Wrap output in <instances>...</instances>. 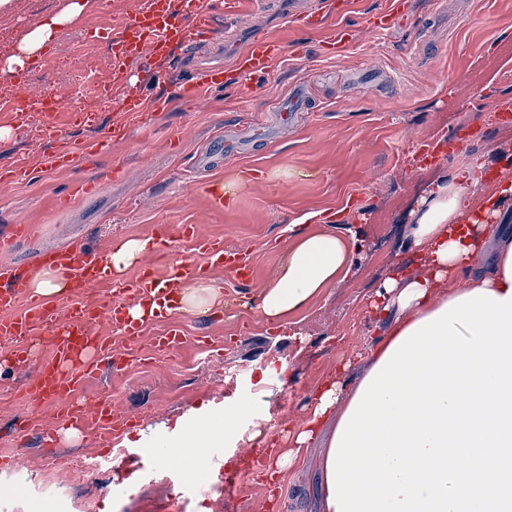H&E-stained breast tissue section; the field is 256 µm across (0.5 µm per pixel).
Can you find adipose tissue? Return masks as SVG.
I'll return each instance as SVG.
<instances>
[{"instance_id": "ef3b65f1", "label": "adipose tissue", "mask_w": 512, "mask_h": 512, "mask_svg": "<svg viewBox=\"0 0 512 512\" xmlns=\"http://www.w3.org/2000/svg\"><path fill=\"white\" fill-rule=\"evenodd\" d=\"M87 8L86 0H70L60 14L32 26L19 43V54L7 57V64H21L22 54L37 53L59 28L78 21ZM484 166L483 158L470 160L452 176L435 182L421 199L412 223L403 229L404 264L390 269L375 291L373 311L381 320L382 336L371 340L354 361L344 362L320 380L309 394L306 416L290 434V449L277 453L274 466H257L256 475L271 480L283 474L302 461L313 438L323 436L317 461L318 512H335L328 504L327 469L333 432L371 369L407 328L448 302L476 289L501 297L512 289V228L500 222L504 213L512 211V170L483 186L477 196L474 174ZM355 246V237L327 229L300 234L277 278L260 291L258 310L280 322L295 316L348 276ZM233 427V418L223 414L203 427L187 422L182 429L181 461L191 465L204 440Z\"/></svg>"}]
</instances>
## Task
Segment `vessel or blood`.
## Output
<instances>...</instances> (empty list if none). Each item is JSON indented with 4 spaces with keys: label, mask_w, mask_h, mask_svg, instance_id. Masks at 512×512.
<instances>
[{
    "label": "vessel or blood",
    "mask_w": 512,
    "mask_h": 512,
    "mask_svg": "<svg viewBox=\"0 0 512 512\" xmlns=\"http://www.w3.org/2000/svg\"><path fill=\"white\" fill-rule=\"evenodd\" d=\"M250 4L251 0H189L185 13L175 14L168 9L167 0H149L147 8L139 10L126 28L112 56V87L126 86L143 76L149 84H164L166 75L160 64L174 48L194 46L217 18L242 15ZM404 7V0H386L365 24L373 33L387 32L399 23ZM335 9L334 0H321L320 4L308 8L295 6L290 14L293 26L320 34L319 47L323 54L331 56L348 50L353 41L350 25L328 27L329 14ZM284 52L285 46L278 36L265 29L256 30L230 69L198 70L165 98L140 95L103 133L94 145L95 151H108L114 141L127 136L133 116H145L170 102L186 99L198 106L216 88L239 96L244 91L257 90L267 82L272 62ZM130 58L139 60L140 72L127 68L126 61ZM18 98L22 105L13 111L16 121H24L29 113L46 110L41 98L28 89H19ZM85 150V145L69 144L50 154L47 165L52 169L71 167ZM182 234L193 240L202 263L188 265L176 261L162 275L155 274L147 265L131 280H114L103 254L85 242L57 252L53 261L62 267L75 298L90 289L111 285V299L91 310L75 300L64 306L40 298L20 304L24 274L10 263H0V339L11 345L12 366L29 367L27 341L36 330L45 332L47 347L41 362L30 368L24 391L55 406L65 426L78 430L97 426L111 442L118 441L131 426L130 421L114 417L108 398L90 401L84 396L90 378L101 375L105 369H119L126 364L125 358L112 352L101 337L88 335L89 320H110L113 331L129 344L138 341L147 326H162L163 331L154 343L158 349L174 350L181 346L184 337L172 316L179 305V290L188 279L219 267L232 273L241 284L252 282L254 270L245 250L225 246L220 240L195 239L189 224L183 225Z\"/></svg>",
    "instance_id": "1"
}]
</instances>
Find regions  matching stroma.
I'll return each instance as SVG.
<instances>
[{"label":"stroma","instance_id":"35a3bbf8","mask_svg":"<svg viewBox=\"0 0 512 512\" xmlns=\"http://www.w3.org/2000/svg\"><path fill=\"white\" fill-rule=\"evenodd\" d=\"M350 51L334 57L317 52L316 36L287 21L292 0H257L255 9L217 24L207 48L179 52L166 62L172 76L203 64L231 65L253 30L269 28L288 46L267 83L239 99L215 93L205 111L177 104L132 123L111 152L79 158L74 168H46L45 157L62 142L89 144L111 127L121 97L102 105L84 123L70 110L89 92V81L69 70L47 71L43 61L26 66L31 91L56 98L61 110L55 134L40 133L43 118L30 113L16 122L0 112V167L24 164L19 181L0 179V237L12 225H32L31 235L4 255L34 271L46 254L81 239L100 252L115 242L152 235L155 226L172 231L166 255L146 253L140 264L165 273L170 259L198 261L179 225L201 237L248 250L255 271L250 285L227 272L210 277L221 296L209 310L175 314L184 343L159 351L148 327L134 349L115 336L110 323L95 326L129 363L115 374L91 379L87 398L108 397L120 417L140 420L139 430L116 442L126 474L117 481L105 465L81 497L68 488L80 464L96 456L93 428L77 434L62 428L56 411L24 395L27 370L0 376V452L15 455V470L0 469V512H315V465L286 472L277 500L263 480L245 476L224 494L220 467L210 458L241 455L254 447L256 431L282 439L306 414L312 387L342 356L361 351L377 336L367 300L376 280L397 262L402 223L438 177L450 174L462 157L486 156L497 163L512 153V125L494 120L486 105L512 94V0H413L405 25L384 34L370 32L364 19L385 0H354ZM67 0H10L0 9V52L16 47L32 25L48 20ZM305 90L309 109L288 129L275 122L278 104ZM479 121L485 133L460 138L463 126ZM263 131L251 154L224 161L218 137L224 128ZM443 136L454 140L451 157L424 168L411 165L417 144ZM97 186L94 195L70 198L73 181ZM228 185L224 211L215 210L204 186ZM319 226L355 231L353 269L308 305L290 324L270 323L255 298L274 280L299 233ZM248 405L232 433L211 440L199 478L167 468L150 457H125L128 448L176 443L187 419L205 424L211 414ZM28 428H20V421ZM56 433V452L46 455L41 434Z\"/></svg>","mask_w":512,"mask_h":512}]
</instances>
